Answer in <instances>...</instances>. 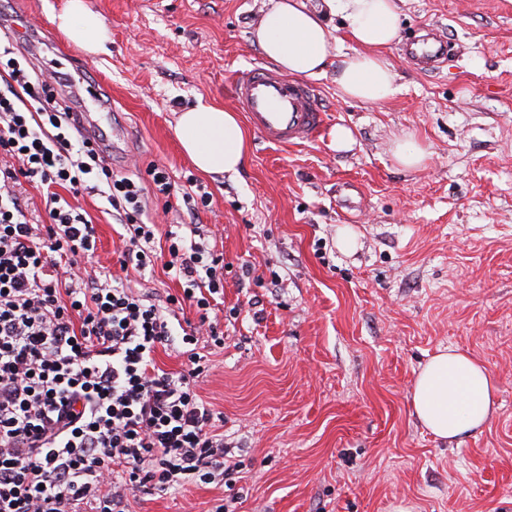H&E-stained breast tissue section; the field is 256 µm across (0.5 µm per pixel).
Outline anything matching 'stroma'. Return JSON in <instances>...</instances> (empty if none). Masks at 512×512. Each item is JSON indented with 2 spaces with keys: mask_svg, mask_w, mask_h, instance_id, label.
Returning <instances> with one entry per match:
<instances>
[{
  "mask_svg": "<svg viewBox=\"0 0 512 512\" xmlns=\"http://www.w3.org/2000/svg\"><path fill=\"white\" fill-rule=\"evenodd\" d=\"M108 39L98 54L70 44L56 17L67 0H0V30L34 26L20 54L81 72L61 88L91 118L115 174L140 178L162 218L152 270H121V228L97 195L73 198L95 226L88 274L125 272L143 293L181 295L165 234L185 222L181 196L155 197L148 174L176 187L196 177L210 204L195 219L224 256L214 312L224 346L194 390L224 418L237 468L231 486L188 484L135 494L129 512H512V0H397L399 36L383 51L398 91L379 104L344 98L336 66L358 46L325 0L335 37L312 78L328 114L315 142L280 148L250 136L236 175L196 174L174 135L203 100L235 110L224 73L264 56L251 39L270 0H84ZM436 32L448 54L430 70L405 59ZM352 129L336 150V127ZM428 152L395 164V143ZM356 235L337 245L340 229ZM480 359L498 384L491 420L453 441L414 416V381L440 349Z\"/></svg>",
  "mask_w": 512,
  "mask_h": 512,
  "instance_id": "35a3bbf8",
  "label": "stroma"
}]
</instances>
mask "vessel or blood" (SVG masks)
<instances>
[{
	"label": "vessel or blood",
	"mask_w": 512,
	"mask_h": 512,
	"mask_svg": "<svg viewBox=\"0 0 512 512\" xmlns=\"http://www.w3.org/2000/svg\"><path fill=\"white\" fill-rule=\"evenodd\" d=\"M443 50L441 42L428 38L415 44L409 55L414 64L425 68ZM228 82L249 126L263 142L288 148L314 142L323 135L327 114L308 82L283 75L264 63L234 70Z\"/></svg>",
	"instance_id": "b4317fda"
}]
</instances>
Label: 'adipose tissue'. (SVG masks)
Here are the masks:
<instances>
[{
    "mask_svg": "<svg viewBox=\"0 0 512 512\" xmlns=\"http://www.w3.org/2000/svg\"><path fill=\"white\" fill-rule=\"evenodd\" d=\"M331 12L347 21L346 30L360 50L336 69L343 97L382 103L393 97L391 63L382 48L398 36L395 0H326ZM67 38L95 52L105 40L100 16L84 0H68L59 17ZM331 31L320 14L302 0H273L253 33L263 55L298 77L324 72ZM175 134L193 165L205 174H238L248 155V136L238 116L224 107L198 103L178 116ZM496 382L486 366L456 348L441 349L420 370L412 395L414 414L437 438L453 440L482 428L494 412Z\"/></svg>",
    "mask_w": 512,
    "mask_h": 512,
    "instance_id": "obj_1",
    "label": "adipose tissue"
}]
</instances>
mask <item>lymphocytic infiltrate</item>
Returning <instances> with one entry per match:
<instances>
[{
	"label": "lymphocytic infiltrate",
	"instance_id": "1",
	"mask_svg": "<svg viewBox=\"0 0 512 512\" xmlns=\"http://www.w3.org/2000/svg\"><path fill=\"white\" fill-rule=\"evenodd\" d=\"M66 75L32 76L0 40V512H127L133 493L188 483L229 484L224 436L192 388L203 374L200 337L224 345L209 298L224 257L195 241L196 227L167 233L166 266L185 287L155 301L108 274L83 278L91 219L63 190L105 198L127 232L121 266L153 267L156 221L140 182L117 177L98 142L75 138L73 110L56 89ZM45 188L47 223L31 220L21 187ZM199 320L176 328V311ZM181 341L188 371L159 368L157 346Z\"/></svg>",
	"mask_w": 512,
	"mask_h": 512
}]
</instances>
